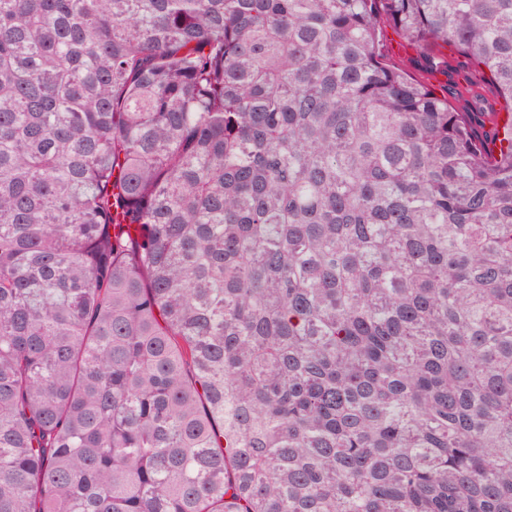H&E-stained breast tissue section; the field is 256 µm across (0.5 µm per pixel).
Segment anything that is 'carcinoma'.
<instances>
[{"mask_svg": "<svg viewBox=\"0 0 512 512\" xmlns=\"http://www.w3.org/2000/svg\"><path fill=\"white\" fill-rule=\"evenodd\" d=\"M0 512H512V0H0ZM386 39L391 45V51L388 56L390 62L405 67L410 74L419 81L438 85L448 80V87H450L453 83L462 82L464 75L466 77L474 75L465 64L464 58L458 54L456 49L450 46H448V49L439 48V51L448 61V76L447 74L431 76L428 74L426 67L422 64V52L419 48H414L399 41L390 28L386 30Z\"/></svg>", "mask_w": 512, "mask_h": 512, "instance_id": "1", "label": "carcinoma"}]
</instances>
